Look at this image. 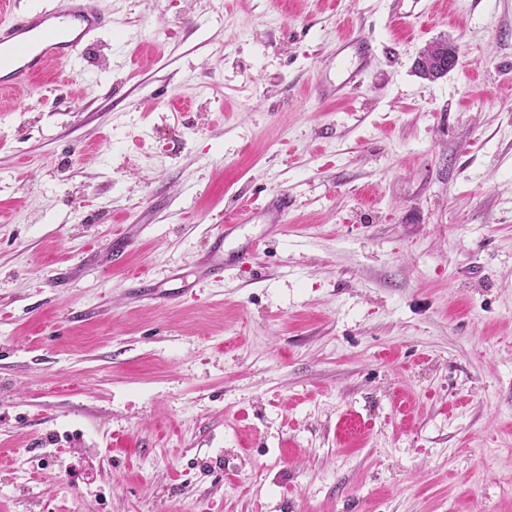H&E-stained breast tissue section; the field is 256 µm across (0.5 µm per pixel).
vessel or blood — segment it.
<instances>
[{
	"label": "vessel or blood",
	"mask_w": 512,
	"mask_h": 512,
	"mask_svg": "<svg viewBox=\"0 0 512 512\" xmlns=\"http://www.w3.org/2000/svg\"><path fill=\"white\" fill-rule=\"evenodd\" d=\"M111 24L95 0H60L35 13L14 11L0 23V91H21L34 76L53 65L76 68L85 61L98 33ZM373 49V40L365 36L340 39L332 55L333 70L318 75V93L332 100L350 96L361 84ZM224 270L221 245L213 243L200 275L218 280Z\"/></svg>",
	"instance_id": "1"
}]
</instances>
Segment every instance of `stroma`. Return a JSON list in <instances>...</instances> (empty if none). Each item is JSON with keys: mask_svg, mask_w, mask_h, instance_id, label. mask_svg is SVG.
<instances>
[{"mask_svg": "<svg viewBox=\"0 0 512 512\" xmlns=\"http://www.w3.org/2000/svg\"><path fill=\"white\" fill-rule=\"evenodd\" d=\"M97 5L0 94V512H512V0ZM374 41L368 37L351 34L336 43L327 68L319 73L315 85L318 93L325 99H345L357 90L362 75L368 67V58L372 55ZM336 63L333 66V62ZM335 68L334 75L331 70ZM456 48L447 42H438L428 46L415 60L414 66L418 73L424 78L431 81L442 78L448 73V59L454 60ZM429 56L433 64L429 68L421 65L420 59ZM221 245L218 241L209 246V258L200 270L202 279L221 280L225 270Z\"/></svg>", "mask_w": 512, "mask_h": 512, "instance_id": "obj_1", "label": "stroma"}]
</instances>
